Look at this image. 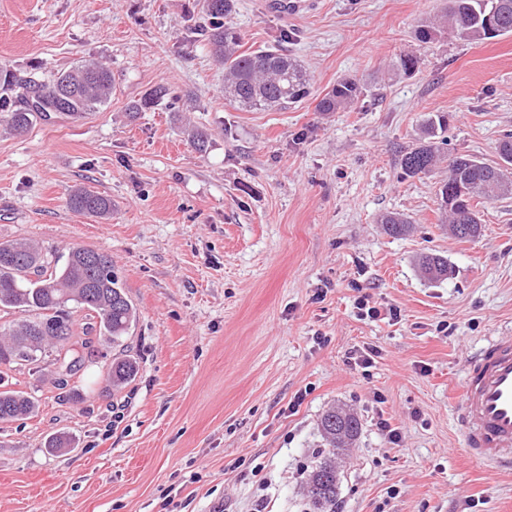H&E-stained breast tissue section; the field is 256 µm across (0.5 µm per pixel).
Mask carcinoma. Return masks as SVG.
I'll list each match as a JSON object with an SVG mask.
<instances>
[{"instance_id":"cac0c4a2","label":"carcinoma","mask_w":512,"mask_h":512,"mask_svg":"<svg viewBox=\"0 0 512 512\" xmlns=\"http://www.w3.org/2000/svg\"><path fill=\"white\" fill-rule=\"evenodd\" d=\"M200 4L208 19L204 36L224 68L225 98L241 109L269 111L286 109L310 95L302 65L287 50H241V35L231 21L234 0H200ZM488 15L497 23V35L512 33V0H449L448 13L422 21L417 38L430 43L451 33L468 40L490 39ZM3 86L10 95L0 97V112L6 113L12 131L21 134L34 120L47 116L48 107L73 118L98 110L111 99L114 83L107 66L85 63L61 73L48 87L18 84L6 77ZM362 90L355 79L341 81L321 98L318 109L346 110ZM175 99L167 85L158 84L129 106V117L163 104L171 106ZM447 126L443 115L426 120L419 145L399 160L405 176L431 172L439 158L438 139ZM499 153L503 166L462 155L448 157L450 175L440 186L439 195L448 210L449 223L468 219L465 239L480 234L476 207L481 201L512 194V133L503 137ZM67 204L77 213L99 219L112 215V199L84 188L72 190ZM382 224L385 232L395 237L409 229L396 214L383 217ZM419 265L431 280L448 278V260L438 254L422 255ZM75 308L92 312V321L81 336L75 334ZM12 309L28 313V318L0 324V366L46 361L55 367V384L64 388L69 377L96 362L97 344L105 341L117 350L105 367L108 385L122 388L137 376L138 359L125 343L137 320V309L112 271L111 255L82 246H73L63 255L25 238L0 240V312ZM37 407L33 395L6 388L0 375V425L24 419ZM319 428L330 449L311 471L307 493L315 512H336V449L354 441L361 424L354 415L330 408L322 414ZM44 447L51 452L71 448L73 438L64 432L53 433L47 436Z\"/></svg>"}]
</instances>
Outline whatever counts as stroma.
<instances>
[{
  "label": "stroma",
  "mask_w": 512,
  "mask_h": 512,
  "mask_svg": "<svg viewBox=\"0 0 512 512\" xmlns=\"http://www.w3.org/2000/svg\"><path fill=\"white\" fill-rule=\"evenodd\" d=\"M447 4L236 0L243 50L288 33L310 83L302 103L255 112L225 99L197 0H0V73L46 84L100 62L114 80L82 119L20 136L0 120V239L110 254L141 361L112 395L94 367L64 389L44 370L0 373L39 401L0 427V512H313L333 406L361 422L337 458V512H512V472L467 457L449 405L472 354L512 336V196L480 203V235L460 240L439 209L444 165L399 166L433 115L451 153L489 164L512 132V34L420 42ZM403 54L418 72L395 68ZM346 78L364 85L354 106L319 111ZM160 83L182 108L129 117ZM77 187L109 195L111 218L71 211ZM389 212L411 232L386 234ZM425 252L447 259V279L424 277ZM362 296L379 319L359 316ZM371 349L365 373L352 356ZM54 432L76 447L46 452Z\"/></svg>",
  "instance_id": "1"
}]
</instances>
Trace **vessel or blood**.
Returning <instances> with one entry per match:
<instances>
[{
	"label": "vessel or blood",
	"mask_w": 512,
	"mask_h": 512,
	"mask_svg": "<svg viewBox=\"0 0 512 512\" xmlns=\"http://www.w3.org/2000/svg\"><path fill=\"white\" fill-rule=\"evenodd\" d=\"M453 413L471 460L512 467V336L490 338L474 354Z\"/></svg>",
	"instance_id": "1"
}]
</instances>
